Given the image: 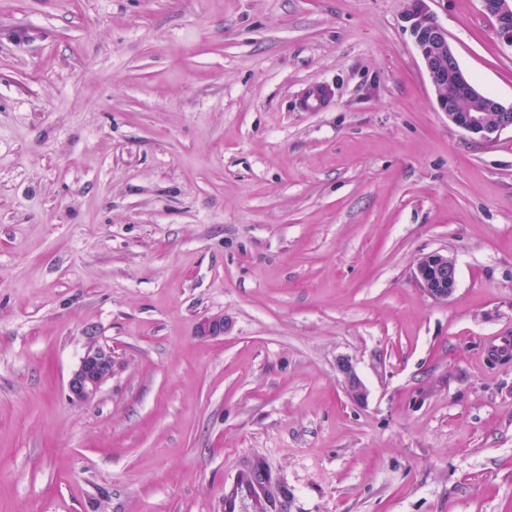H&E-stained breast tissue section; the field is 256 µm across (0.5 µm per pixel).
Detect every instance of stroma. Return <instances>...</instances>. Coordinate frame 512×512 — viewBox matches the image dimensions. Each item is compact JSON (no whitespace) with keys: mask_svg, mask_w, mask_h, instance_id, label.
I'll list each match as a JSON object with an SVG mask.
<instances>
[{"mask_svg":"<svg viewBox=\"0 0 512 512\" xmlns=\"http://www.w3.org/2000/svg\"><path fill=\"white\" fill-rule=\"evenodd\" d=\"M409 5L0 0V512H512V131L439 111ZM429 8L511 103L481 0ZM414 280L419 288L434 301H446L453 293L457 280L455 261L439 251L420 257L416 263ZM124 368L112 349L100 345L94 336H88L77 367L67 381L69 400L77 404H90L102 387Z\"/></svg>","mask_w":512,"mask_h":512,"instance_id":"1","label":"stroma"}]
</instances>
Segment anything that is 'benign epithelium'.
Segmentation results:
<instances>
[{
	"label": "benign epithelium",
	"mask_w": 512,
	"mask_h": 512,
	"mask_svg": "<svg viewBox=\"0 0 512 512\" xmlns=\"http://www.w3.org/2000/svg\"><path fill=\"white\" fill-rule=\"evenodd\" d=\"M481 2L486 15L496 23L498 38L512 46V0ZM403 20L424 64L437 105L448 121L482 144L493 142L506 129L512 130V104L504 105L468 81L448 41L447 30L437 22L427 0H410ZM413 277L429 298L446 301L456 286L455 261L439 251L425 254L418 259ZM195 334L202 338L224 335V315L201 318L196 324ZM123 368V362L112 353V349L100 345L94 336H87L83 354L67 381L69 400L77 404L92 403L104 384ZM339 371L350 395L356 399L363 398V384L352 366L343 361Z\"/></svg>",
	"instance_id": "7a95c632"
}]
</instances>
